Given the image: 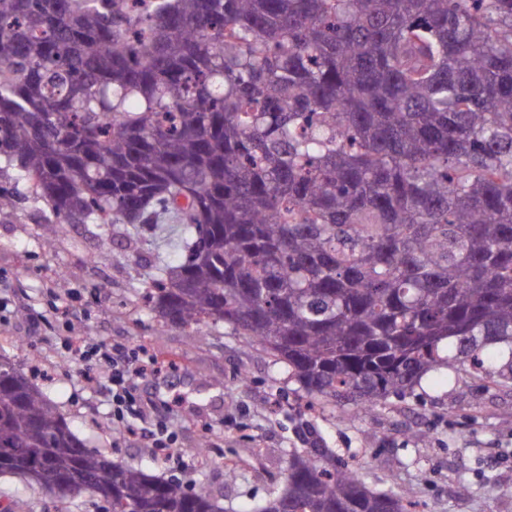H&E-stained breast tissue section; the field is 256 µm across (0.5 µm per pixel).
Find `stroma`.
<instances>
[{"instance_id": "35a3bbf8", "label": "stroma", "mask_w": 512, "mask_h": 512, "mask_svg": "<svg viewBox=\"0 0 512 512\" xmlns=\"http://www.w3.org/2000/svg\"><path fill=\"white\" fill-rule=\"evenodd\" d=\"M4 183L15 204L0 212V299L9 303L0 354L48 394L89 448L151 474L206 483L223 496L226 512H253L282 489L289 451L309 439L357 470L370 490L416 501V512H512L511 382L488 389L442 372L370 416L330 404L307 409L285 368L261 346L220 323L196 335L145 308L141 294L154 276L155 254L165 251L172 264L181 258L158 233L129 224H62L46 249V202L0 158ZM56 303L67 314L53 312ZM41 317L90 342L124 344L147 358L168 354L170 367L148 383L154 398L177 401L169 416L175 462L118 435L107 388H87V366L37 326ZM10 336L24 337L26 351L7 344ZM414 429L426 439L411 437ZM204 439L210 452L202 466L193 450ZM463 483L469 494H459ZM8 505L14 512H100L102 503L88 494L62 499L6 474L0 512Z\"/></svg>"}]
</instances>
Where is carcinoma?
<instances>
[{
    "mask_svg": "<svg viewBox=\"0 0 512 512\" xmlns=\"http://www.w3.org/2000/svg\"><path fill=\"white\" fill-rule=\"evenodd\" d=\"M0 156L60 224H180L148 299L368 415L512 379V0H0ZM224 512L85 447L0 357V473ZM254 512H408L317 447Z\"/></svg>",
    "mask_w": 512,
    "mask_h": 512,
    "instance_id": "cac0c4a2",
    "label": "carcinoma"
}]
</instances>
